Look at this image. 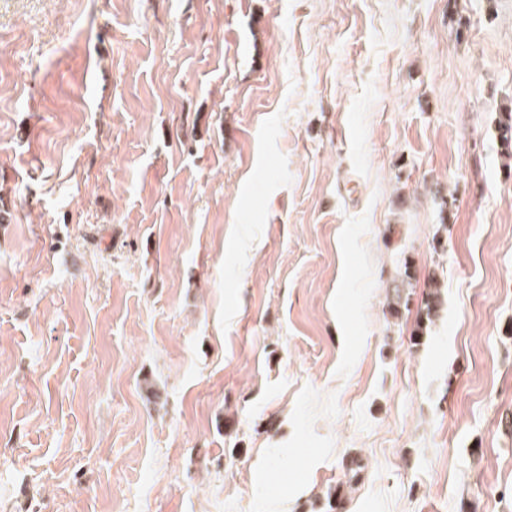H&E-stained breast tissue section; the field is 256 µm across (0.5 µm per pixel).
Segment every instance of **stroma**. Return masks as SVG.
<instances>
[{
	"mask_svg": "<svg viewBox=\"0 0 512 512\" xmlns=\"http://www.w3.org/2000/svg\"><path fill=\"white\" fill-rule=\"evenodd\" d=\"M0 39V512H512V0Z\"/></svg>",
	"mask_w": 512,
	"mask_h": 512,
	"instance_id": "stroma-1",
	"label": "stroma"
}]
</instances>
